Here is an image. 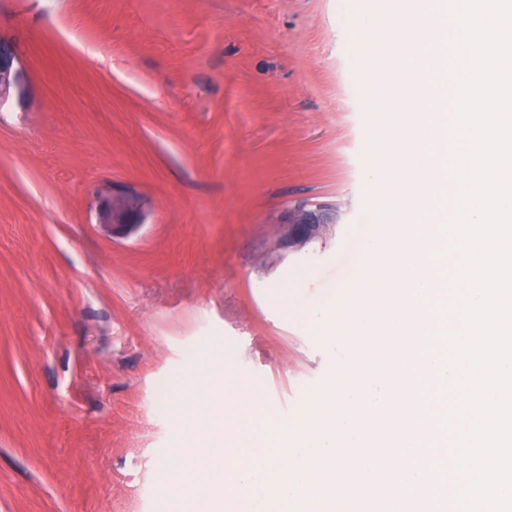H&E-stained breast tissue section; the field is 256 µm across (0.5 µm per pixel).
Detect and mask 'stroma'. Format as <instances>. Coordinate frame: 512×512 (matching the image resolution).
<instances>
[{
  "label": "stroma",
  "mask_w": 512,
  "mask_h": 512,
  "mask_svg": "<svg viewBox=\"0 0 512 512\" xmlns=\"http://www.w3.org/2000/svg\"><path fill=\"white\" fill-rule=\"evenodd\" d=\"M383 0H0V512H161L185 366L293 420L333 365L322 295L378 195L354 16ZM145 199L126 239L97 199ZM338 207L301 251L280 214ZM24 97L21 69L13 47L0 39V111Z\"/></svg>",
  "instance_id": "stroma-1"
}]
</instances>
